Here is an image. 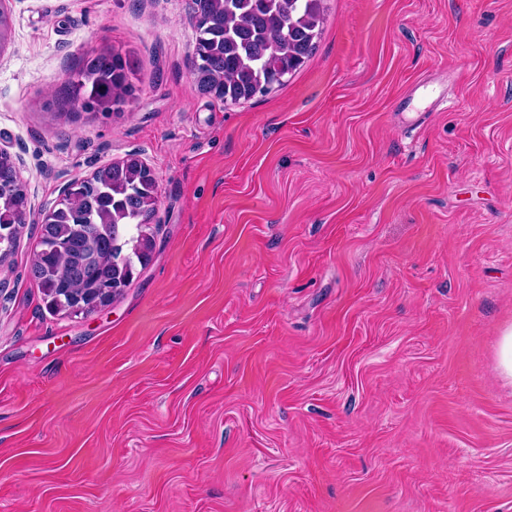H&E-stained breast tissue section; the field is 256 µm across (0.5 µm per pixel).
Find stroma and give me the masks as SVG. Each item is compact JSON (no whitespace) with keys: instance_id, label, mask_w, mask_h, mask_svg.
<instances>
[{"instance_id":"obj_1","label":"stroma","mask_w":512,"mask_h":512,"mask_svg":"<svg viewBox=\"0 0 512 512\" xmlns=\"http://www.w3.org/2000/svg\"><path fill=\"white\" fill-rule=\"evenodd\" d=\"M283 85L225 106L193 0H8L0 151L32 213L139 153L156 249L49 308L0 265V512H512V0H325ZM136 62L103 117L59 92ZM497 370L507 379H512V326L500 333Z\"/></svg>"}]
</instances>
